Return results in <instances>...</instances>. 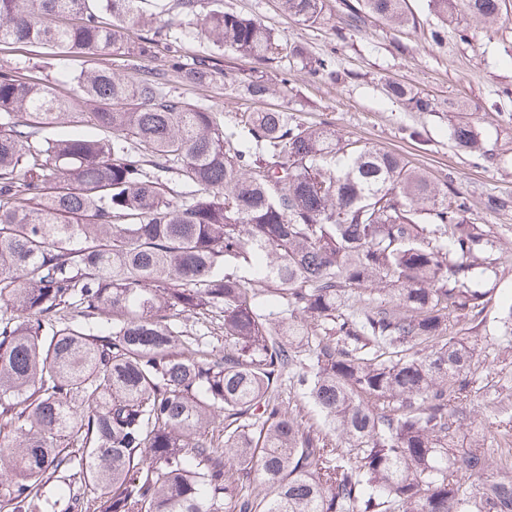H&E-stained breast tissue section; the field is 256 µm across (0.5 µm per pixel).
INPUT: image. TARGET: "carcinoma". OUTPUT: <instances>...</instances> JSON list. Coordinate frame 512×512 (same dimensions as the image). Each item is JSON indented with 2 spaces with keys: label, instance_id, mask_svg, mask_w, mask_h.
<instances>
[{
  "label": "carcinoma",
  "instance_id": "obj_1",
  "mask_svg": "<svg viewBox=\"0 0 512 512\" xmlns=\"http://www.w3.org/2000/svg\"><path fill=\"white\" fill-rule=\"evenodd\" d=\"M147 2L0 0V44L78 58L70 80L92 109L0 70V510L45 512L56 482L66 512H512V418L495 447L455 450L478 363L460 323L484 322L495 263L466 203L330 124L225 118L166 91L171 75L215 81L226 48L336 73L335 52L313 56L223 0H178L210 54L172 50L137 76L99 65L154 57L170 32ZM281 2L308 27L329 20L326 0ZM361 2L410 22L405 0ZM429 3L436 44L458 15L502 13V0ZM244 89L272 86L261 71ZM88 121L94 137L56 132ZM450 137L481 150L468 122ZM186 315L224 343L184 333ZM290 388L322 426L284 401Z\"/></svg>",
  "mask_w": 512,
  "mask_h": 512
}]
</instances>
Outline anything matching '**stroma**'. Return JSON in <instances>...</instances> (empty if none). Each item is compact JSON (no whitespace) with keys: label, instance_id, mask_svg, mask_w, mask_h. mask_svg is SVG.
Here are the masks:
<instances>
[{"label":"stroma","instance_id":"obj_1","mask_svg":"<svg viewBox=\"0 0 512 512\" xmlns=\"http://www.w3.org/2000/svg\"><path fill=\"white\" fill-rule=\"evenodd\" d=\"M408 7L415 22L405 28L371 17L356 22L340 7L324 25L307 27L286 16L280 0H224L225 10L263 22L313 55L335 51V78L312 81L294 64L287 89L254 100L241 86L254 61L228 49L217 59L221 74L216 81L190 86L173 76L167 87L218 112L264 108L309 123L331 122L346 138L406 154L435 181L450 183L500 254L483 283L493 317L512 306V0H506L500 22L481 29L476 40L461 42L452 31L439 45L430 39L437 18L427 0H409ZM41 56V49L24 45L0 48V67L24 63L27 76L52 83L73 66L70 58L56 57L43 67ZM390 80L434 99L438 111L417 112L390 98L385 90ZM461 121L475 126L485 155L462 150L451 140V125ZM412 129L417 137H409ZM470 336L484 361L473 376L474 424L471 432L459 434L461 450L469 447L474 432L494 447L499 409H512V342L488 337L480 327L471 329Z\"/></svg>","mask_w":512,"mask_h":512}]
</instances>
